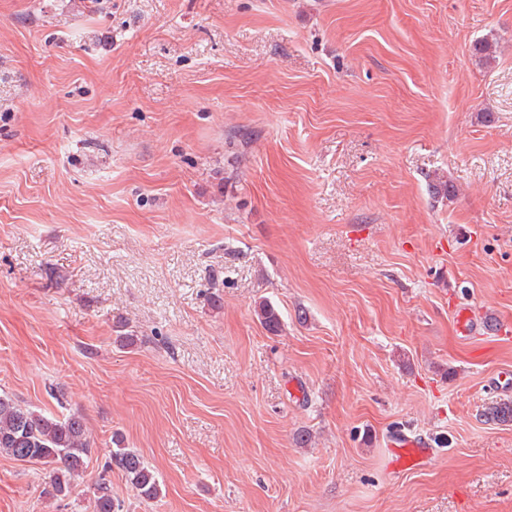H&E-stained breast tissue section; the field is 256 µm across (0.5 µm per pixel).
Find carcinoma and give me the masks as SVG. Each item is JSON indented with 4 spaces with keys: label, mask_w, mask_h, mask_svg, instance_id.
Listing matches in <instances>:
<instances>
[{
    "label": "carcinoma",
    "mask_w": 512,
    "mask_h": 512,
    "mask_svg": "<svg viewBox=\"0 0 512 512\" xmlns=\"http://www.w3.org/2000/svg\"><path fill=\"white\" fill-rule=\"evenodd\" d=\"M433 193L448 199L455 197L456 188L451 179L437 177L432 182ZM254 314L270 333L281 330L279 310L268 300L255 304ZM488 419L503 425L512 424V400L501 399L487 408ZM112 450V465L130 483L137 496L151 500L160 494L156 474L131 448ZM92 444L87 436L84 418L79 413L64 417L46 416L16 404L0 395V455L21 462H38L55 467L52 491L55 496L71 492L74 478L83 473L85 459ZM95 512H118L109 484H95Z\"/></svg>",
    "instance_id": "obj_1"
}]
</instances>
